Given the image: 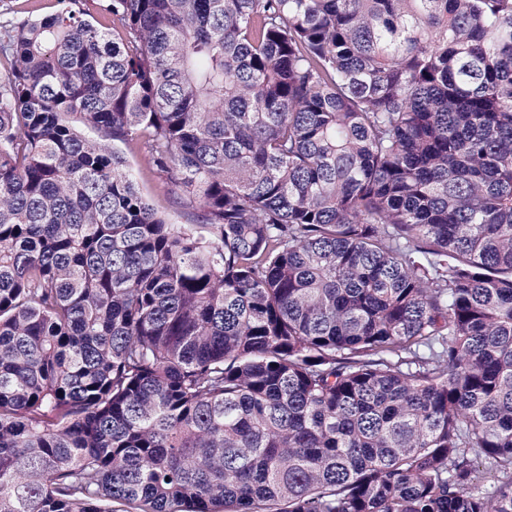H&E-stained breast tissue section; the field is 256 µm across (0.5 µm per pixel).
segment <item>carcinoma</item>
<instances>
[{
    "instance_id": "cac0c4a2",
    "label": "carcinoma",
    "mask_w": 512,
    "mask_h": 512,
    "mask_svg": "<svg viewBox=\"0 0 512 512\" xmlns=\"http://www.w3.org/2000/svg\"><path fill=\"white\" fill-rule=\"evenodd\" d=\"M61 3L0 24V512H512V0ZM116 150L124 156L133 172L137 184L155 208L164 212L169 224H196L194 210L180 207L173 202L176 187L172 182L154 173L147 166L144 150L132 148L125 144H117Z\"/></svg>"
}]
</instances>
